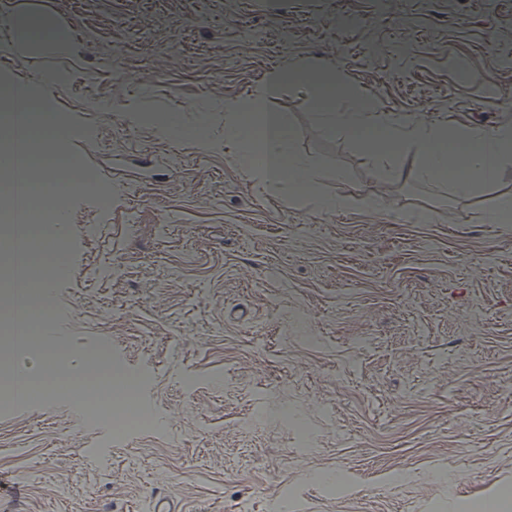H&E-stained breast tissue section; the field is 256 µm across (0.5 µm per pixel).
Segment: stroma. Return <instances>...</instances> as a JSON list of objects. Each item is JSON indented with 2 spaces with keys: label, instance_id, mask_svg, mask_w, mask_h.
I'll use <instances>...</instances> for the list:
<instances>
[{
  "label": "stroma",
  "instance_id": "35a3bbf8",
  "mask_svg": "<svg viewBox=\"0 0 512 512\" xmlns=\"http://www.w3.org/2000/svg\"><path fill=\"white\" fill-rule=\"evenodd\" d=\"M70 27L62 54L2 52L0 76L63 70L68 155L111 194L71 198L49 343L105 350L142 378L151 435L114 444L82 404L0 408V512H503L512 491V179L466 197L389 179V159L327 134L302 68L336 110L512 126V0H0ZM285 114L327 209L270 193L233 152L131 127L137 105L191 125L209 103ZM429 213L419 222L415 213ZM291 412L311 442L300 447ZM402 480L386 488L389 474ZM356 492L336 497L330 481Z\"/></svg>",
  "mask_w": 512,
  "mask_h": 512
}]
</instances>
